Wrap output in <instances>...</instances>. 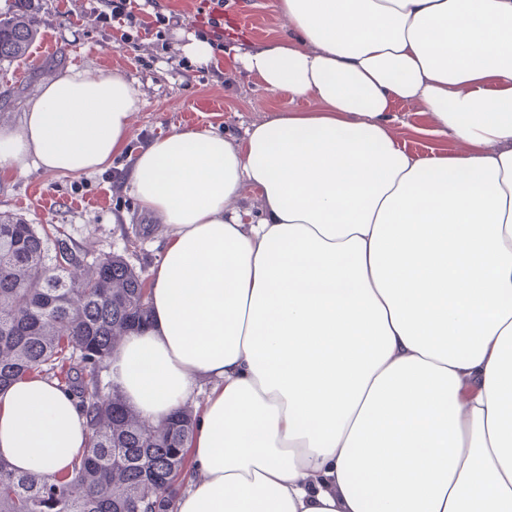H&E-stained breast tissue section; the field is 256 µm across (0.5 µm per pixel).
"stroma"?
Returning a JSON list of instances; mask_svg holds the SVG:
<instances>
[{
  "label": "stroma",
  "instance_id": "1",
  "mask_svg": "<svg viewBox=\"0 0 512 512\" xmlns=\"http://www.w3.org/2000/svg\"><path fill=\"white\" fill-rule=\"evenodd\" d=\"M158 13H145V29L122 40L119 29L103 25L87 0H32L30 18L38 37L28 53L0 64V126L18 124L26 101L52 76L68 68L123 72L138 87L142 104L133 117L130 141L111 168L89 175H60L39 169L0 172V213L64 234L90 258L125 255L150 271L164 238L162 225L141 214L125 175L141 145L172 128L210 126L244 136L253 124L280 112H306L315 103L288 91L271 92L254 77L219 56L213 68H200L180 51L188 37H203L200 0H157ZM275 0H224L240 12L250 34L225 39V46L247 48L284 33L286 22ZM171 17L157 36L156 15ZM429 120L414 102L397 104L391 131L414 153L456 151L453 137H428Z\"/></svg>",
  "mask_w": 512,
  "mask_h": 512
}]
</instances>
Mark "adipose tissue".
Masks as SVG:
<instances>
[{
    "instance_id": "obj_1",
    "label": "adipose tissue",
    "mask_w": 512,
    "mask_h": 512,
    "mask_svg": "<svg viewBox=\"0 0 512 512\" xmlns=\"http://www.w3.org/2000/svg\"><path fill=\"white\" fill-rule=\"evenodd\" d=\"M275 8L287 35L231 60L318 109L172 128L127 173L166 235L112 377L155 424L216 385L175 512H512V0ZM398 101L468 151H406ZM139 107L120 72L58 73L0 168L104 170ZM88 441L56 382L0 391L11 468L54 477Z\"/></svg>"
}]
</instances>
